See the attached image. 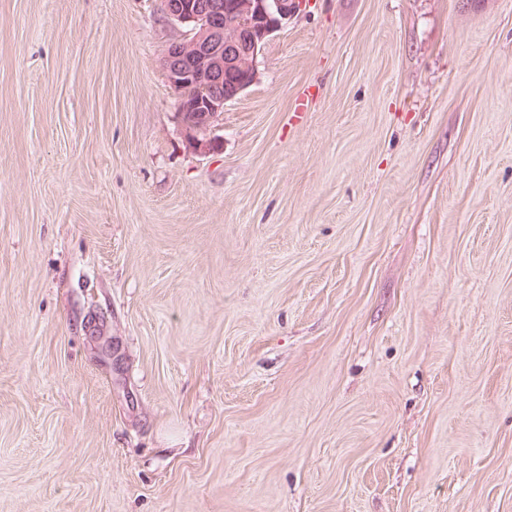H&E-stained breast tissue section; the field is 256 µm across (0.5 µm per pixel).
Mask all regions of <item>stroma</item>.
Returning a JSON list of instances; mask_svg holds the SVG:
<instances>
[{"label":"stroma","mask_w":512,"mask_h":512,"mask_svg":"<svg viewBox=\"0 0 512 512\" xmlns=\"http://www.w3.org/2000/svg\"><path fill=\"white\" fill-rule=\"evenodd\" d=\"M162 0H0V512H512V0H308L183 137Z\"/></svg>","instance_id":"35a3bbf8"}]
</instances>
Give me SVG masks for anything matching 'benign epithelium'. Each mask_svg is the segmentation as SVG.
<instances>
[{"mask_svg":"<svg viewBox=\"0 0 512 512\" xmlns=\"http://www.w3.org/2000/svg\"><path fill=\"white\" fill-rule=\"evenodd\" d=\"M305 8L306 0H234L227 9L220 0H164L167 17L189 28L165 51L169 84L212 89L194 108H180L191 111L181 118L190 146L205 153L215 149L209 133L224 105L256 81V60L266 41Z\"/></svg>","mask_w":512,"mask_h":512,"instance_id":"1","label":"benign epithelium"}]
</instances>
